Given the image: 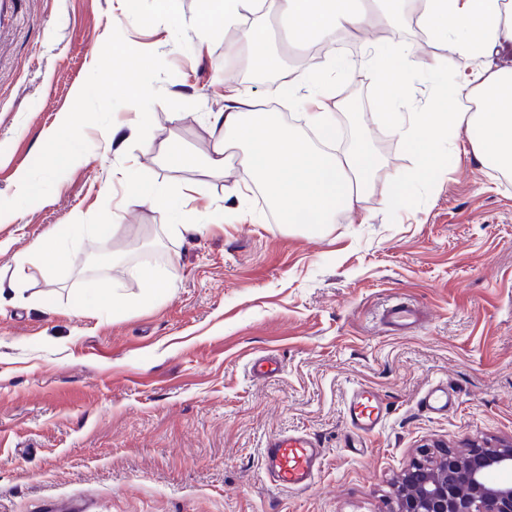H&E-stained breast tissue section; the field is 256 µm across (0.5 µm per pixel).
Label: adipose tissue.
Masks as SVG:
<instances>
[{
  "label": "adipose tissue",
  "mask_w": 512,
  "mask_h": 512,
  "mask_svg": "<svg viewBox=\"0 0 512 512\" xmlns=\"http://www.w3.org/2000/svg\"><path fill=\"white\" fill-rule=\"evenodd\" d=\"M272 10L305 40L339 33L353 37L384 21L383 14L361 7L359 0H224L225 25L240 26L241 42L258 51L256 68L267 72L278 66L268 51V27L261 22ZM417 22L431 37L451 44L458 56L477 61L478 66L449 79L442 106L410 114L388 113L395 133L419 160L414 179L432 181L435 148L452 144L464 124L479 130L474 154L511 170L512 69L492 68L486 59L512 46V0H421ZM359 64L371 72L375 83L387 85L385 102L392 105L403 98L405 77L418 61L406 46L392 51L366 47ZM345 65L343 59L330 60L304 85L288 88L308 126L326 135L335 130V114L325 104L328 88ZM212 121L223 127L224 137L205 158V166L224 171L239 165L247 179L265 187L281 223L321 230L332 223L337 211L353 210L365 195L376 191L389 205L405 202L400 182L379 181L378 162L362 136H353L338 152H326L295 128L272 119L260 103L231 83L224 86V109ZM111 230L108 223L70 224L65 237L36 243L32 255L21 256L17 267L25 269L35 258L51 265L66 264L68 240L86 234L104 239ZM142 278L149 288L141 300L148 302L172 284L174 275L152 268L143 271ZM138 301L115 286L97 289L87 307L95 312H123L136 308Z\"/></svg>",
  "instance_id": "obj_1"
}]
</instances>
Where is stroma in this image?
Wrapping results in <instances>:
<instances>
[{
	"label": "stroma",
	"instance_id": "1",
	"mask_svg": "<svg viewBox=\"0 0 512 512\" xmlns=\"http://www.w3.org/2000/svg\"><path fill=\"white\" fill-rule=\"evenodd\" d=\"M201 10L200 0H142L131 17L120 0H0V199L14 197L113 29L158 53L173 71L159 89L189 105L174 112L155 103L142 145L132 105L114 114L121 139L86 127L84 162L18 221L0 223L4 281L18 255L66 232L73 217L116 224L108 240L70 242L67 264L29 266L22 299L0 304V512H44L67 497L91 500L94 512H390L393 485L422 446L512 438V172L475 157L464 125L440 148L434 185L412 181L415 156L383 121L370 75L356 69L333 93L364 91L360 127L383 178L407 180L408 202L391 209L373 193L321 233L284 226L241 170L201 166L222 136L208 115L223 111L229 79L257 101L276 99L285 121L304 115L278 83L250 79L253 49L240 48L224 68L232 30L215 25L210 45H199ZM270 37L283 55L279 78L324 68L287 50L279 28ZM364 37L412 47L431 64L407 75L406 112L438 106V87L465 66L408 19L394 37ZM173 145L192 163L164 164ZM120 168L165 190L196 185L197 219L227 205L235 187L242 211L170 238L175 212L132 203L128 185L112 177ZM144 266L171 267L173 285L125 315L84 311L101 280L143 294ZM397 301L420 308L425 323L386 332L381 313ZM270 350L281 373L251 376V360ZM438 383L454 398L443 416L420 404ZM361 387L379 394L387 415L360 457L349 451L357 437L345 409ZM288 430L325 450L304 491L274 488L265 475L266 440Z\"/></svg>",
	"mask_w": 512,
	"mask_h": 512
}]
</instances>
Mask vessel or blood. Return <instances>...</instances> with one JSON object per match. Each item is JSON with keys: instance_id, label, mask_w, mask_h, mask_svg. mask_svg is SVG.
<instances>
[{"instance_id": "b4317fda", "label": "vessel or blood", "mask_w": 512, "mask_h": 512, "mask_svg": "<svg viewBox=\"0 0 512 512\" xmlns=\"http://www.w3.org/2000/svg\"><path fill=\"white\" fill-rule=\"evenodd\" d=\"M382 318L392 334L402 335L414 328L419 313L415 308L397 302L384 310ZM421 405L429 413L444 415L453 402L447 388L437 385L425 393ZM385 410L378 395L360 388L349 397L346 417L357 435L370 437L379 432ZM323 457L324 450L316 438L295 430L268 440L263 450L267 478L279 489L300 491L310 488L321 469Z\"/></svg>"}]
</instances>
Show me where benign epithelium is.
Segmentation results:
<instances>
[{
  "label": "benign epithelium",
  "instance_id": "1",
  "mask_svg": "<svg viewBox=\"0 0 512 512\" xmlns=\"http://www.w3.org/2000/svg\"><path fill=\"white\" fill-rule=\"evenodd\" d=\"M512 440L463 450L428 445L394 489L392 512H512Z\"/></svg>",
  "mask_w": 512,
  "mask_h": 512
}]
</instances>
